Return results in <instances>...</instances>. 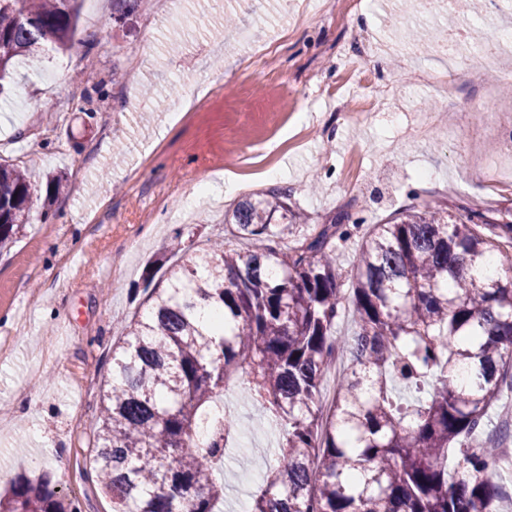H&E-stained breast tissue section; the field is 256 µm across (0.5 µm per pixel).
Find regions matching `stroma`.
Returning a JSON list of instances; mask_svg holds the SVG:
<instances>
[{"instance_id": "1", "label": "stroma", "mask_w": 512, "mask_h": 512, "mask_svg": "<svg viewBox=\"0 0 512 512\" xmlns=\"http://www.w3.org/2000/svg\"><path fill=\"white\" fill-rule=\"evenodd\" d=\"M147 25L143 9L114 21L117 0H85L74 45L28 64L0 98V162L34 176L62 172L67 192L0 252V495L21 476L50 477L80 512H112L90 468L100 387L112 374V346L142 310L150 264L175 239L206 243L224 234L232 197L192 206L212 168L242 160L250 144L275 152L264 169L234 171L242 193L287 191L310 223L339 213L382 224L431 201L460 215L512 213V178L485 181L473 151L500 157L492 131L471 118L460 146L437 129L407 135L436 100L425 82L439 53L414 43L424 28L467 24L478 34L454 73L449 114L468 110L482 90V43L512 29L471 14L402 12L399 0H363L352 16L324 17L327 0L305 6L301 26L283 0H177ZM388 51L367 61L372 80L353 75L366 35ZM273 49L271 68L240 64L256 44ZM141 57L129 82L128 56ZM332 85L335 99L311 88ZM376 107L357 123L336 115L337 100ZM247 461L233 449L224 471V512L252 505L257 479L240 481Z\"/></svg>"}]
</instances>
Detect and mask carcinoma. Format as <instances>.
I'll return each mask as SVG.
<instances>
[{
    "label": "carcinoma",
    "mask_w": 512,
    "mask_h": 512,
    "mask_svg": "<svg viewBox=\"0 0 512 512\" xmlns=\"http://www.w3.org/2000/svg\"><path fill=\"white\" fill-rule=\"evenodd\" d=\"M78 21V0H0V88L18 58L67 49ZM66 190L64 176L46 179L42 216ZM35 191L25 166L0 163V249L32 223ZM348 219L300 225L288 194L252 193L224 214L251 247L178 236L148 271L149 308L112 351L94 426L92 470L113 512H223L237 423L218 404L235 379L279 436L251 512H501L499 448L466 442L512 391V275L466 270L512 244V221L427 204L372 224L346 292L337 251ZM201 299L223 309L221 328L200 320ZM347 302L353 329L340 336ZM337 352L345 365L325 410ZM397 386L417 396L396 400ZM203 427L208 443L196 441ZM0 512L76 508L51 481L21 478Z\"/></svg>",
    "instance_id": "cac0c4a2"
}]
</instances>
